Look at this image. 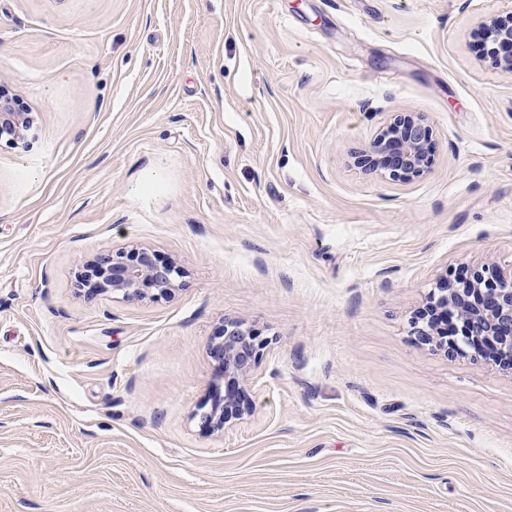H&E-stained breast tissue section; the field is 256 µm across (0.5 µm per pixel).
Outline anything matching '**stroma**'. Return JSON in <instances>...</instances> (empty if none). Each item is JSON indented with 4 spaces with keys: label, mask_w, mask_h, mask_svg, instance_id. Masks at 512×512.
Listing matches in <instances>:
<instances>
[{
    "label": "stroma",
    "mask_w": 512,
    "mask_h": 512,
    "mask_svg": "<svg viewBox=\"0 0 512 512\" xmlns=\"http://www.w3.org/2000/svg\"><path fill=\"white\" fill-rule=\"evenodd\" d=\"M512 0H0V512H512V375L419 343L512 267ZM427 119L422 176L353 156ZM185 270L98 294V253ZM266 338L242 418L208 354ZM499 16H489L481 24L488 33L487 55L496 69L512 72V16L502 21ZM32 124L29 113L16 112L8 100L0 101V137H11L12 143L25 144L27 132Z\"/></svg>",
    "instance_id": "1"
}]
</instances>
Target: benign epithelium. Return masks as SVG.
Segmentation results:
<instances>
[{
	"mask_svg": "<svg viewBox=\"0 0 512 512\" xmlns=\"http://www.w3.org/2000/svg\"><path fill=\"white\" fill-rule=\"evenodd\" d=\"M482 26L488 33L487 55L496 69L512 72V17L489 16ZM32 124L27 112H17L0 101V137L26 142ZM435 149L433 131L420 115L395 113L387 126L355 154V163L391 181H405L429 171ZM100 293L120 294L127 300L167 297L181 286L184 270L160 263L146 248L118 249L87 262ZM430 302L411 321L413 335L425 345L447 354L484 343L499 369L512 373V270L475 267L458 279H442L429 293ZM266 341L237 321H226L209 346L210 356L224 369L227 394L206 415L216 430L229 420L227 408H239L248 377Z\"/></svg>",
	"mask_w": 512,
	"mask_h": 512,
	"instance_id": "7a95c632",
	"label": "benign epithelium"
}]
</instances>
